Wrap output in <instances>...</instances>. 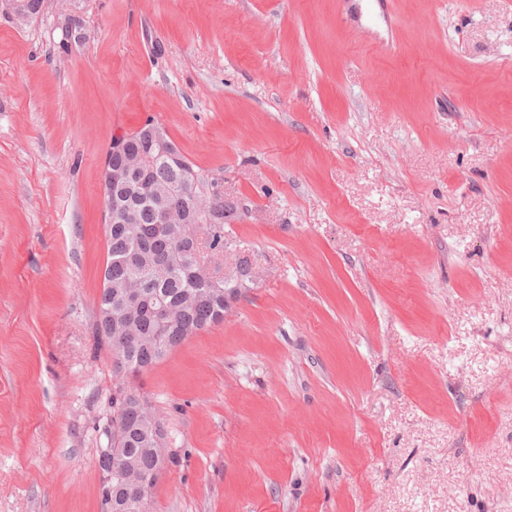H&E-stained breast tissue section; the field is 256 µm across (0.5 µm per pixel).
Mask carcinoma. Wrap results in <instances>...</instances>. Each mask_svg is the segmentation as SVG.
Wrapping results in <instances>:
<instances>
[{
	"instance_id": "obj_1",
	"label": "carcinoma",
	"mask_w": 512,
	"mask_h": 512,
	"mask_svg": "<svg viewBox=\"0 0 512 512\" xmlns=\"http://www.w3.org/2000/svg\"><path fill=\"white\" fill-rule=\"evenodd\" d=\"M125 150L108 148L107 157L114 168L125 164L126 153L146 152L150 149L141 131L119 135ZM192 165L183 155L150 169V183L163 191L172 187L169 196L148 195L141 189L140 181L120 185L112 195L123 201L130 209L132 219L122 230L107 231L108 258L104 277L112 280V300L100 294L101 308L112 306V313L127 320L132 335L126 340L109 337L95 321L93 335L100 346H106L112 356L121 353L125 359L126 373L136 377L160 362L175 347L197 332L224 319L247 279L231 277L219 285L211 284L205 268L199 266L192 251L183 242V229L171 224L166 232L154 235L143 234L144 229L155 225L158 211L167 203H175L186 209L191 203L183 199L178 185L183 171ZM223 221L202 223L200 230L207 235L210 250L221 252L226 246L224 226L226 221L238 215L237 202L213 194L208 198ZM165 260L163 268L150 269L149 262ZM140 291L151 305L160 302L173 308V317L165 325L122 305V297ZM114 413L119 415L123 426V452L128 475L149 474L155 468L154 447L150 443V423L145 412L136 402L124 395L116 402ZM101 512H142L136 504L131 488L112 482V497L101 496Z\"/></svg>"
}]
</instances>
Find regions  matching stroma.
<instances>
[{
  "mask_svg": "<svg viewBox=\"0 0 512 512\" xmlns=\"http://www.w3.org/2000/svg\"><path fill=\"white\" fill-rule=\"evenodd\" d=\"M355 7L0 0V512H101L100 183L149 119L239 202L206 266L255 272L126 380L149 512H512V0ZM62 21L60 23L62 29V38L58 42L57 49L59 54H68L71 48L66 41L68 38L72 43L74 42H82L85 40L87 33L83 28L82 24L79 20L75 18V16L71 13L70 10H66L62 14ZM67 38L64 36V34Z\"/></svg>",
  "mask_w": 512,
  "mask_h": 512,
  "instance_id": "stroma-1",
  "label": "stroma"
}]
</instances>
